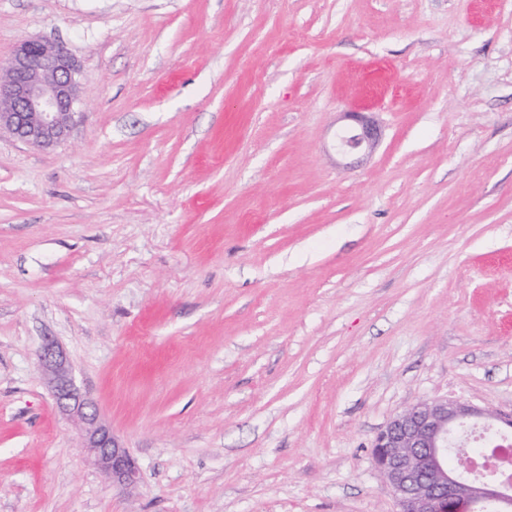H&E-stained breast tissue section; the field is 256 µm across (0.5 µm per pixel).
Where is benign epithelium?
Segmentation results:
<instances>
[{
	"label": "benign epithelium",
	"mask_w": 512,
	"mask_h": 512,
	"mask_svg": "<svg viewBox=\"0 0 512 512\" xmlns=\"http://www.w3.org/2000/svg\"><path fill=\"white\" fill-rule=\"evenodd\" d=\"M79 72L77 60L64 46L47 40L22 41L0 68V130L35 148L61 143L74 121ZM346 117L351 123L336 132V152L354 156L373 148L379 138L374 121L363 112H348ZM40 361L56 406L83 421L84 447L112 485H134L139 474L135 460L80 392L55 340L46 339ZM470 423L496 429L501 447L512 446V413L491 414L446 398L403 410L379 433L372 458L400 512H472L483 501H494L507 512L512 509V483L498 476L499 468L480 467L468 455L461 469L448 468V440L458 427Z\"/></svg>",
	"instance_id": "benign-epithelium-1"
}]
</instances>
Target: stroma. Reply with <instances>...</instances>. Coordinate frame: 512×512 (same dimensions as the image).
Returning a JSON list of instances; mask_svg holds the SVG:
<instances>
[{"mask_svg":"<svg viewBox=\"0 0 512 512\" xmlns=\"http://www.w3.org/2000/svg\"><path fill=\"white\" fill-rule=\"evenodd\" d=\"M28 38L80 93L59 145L0 133V512H398L391 417L512 412V0H0V63ZM364 112H347L353 123L336 132V152L342 156H354L373 148L379 138V130ZM40 361L56 406L61 412L83 421L84 447L94 455L97 465L112 480V485L120 488L134 485L139 474L135 460L126 448L119 445L96 407L80 392L72 368L55 340L46 339Z\"/></svg>","mask_w":512,"mask_h":512,"instance_id":"1","label":"stroma"}]
</instances>
